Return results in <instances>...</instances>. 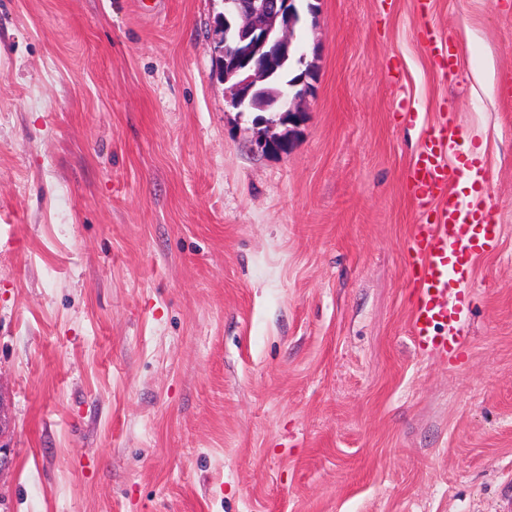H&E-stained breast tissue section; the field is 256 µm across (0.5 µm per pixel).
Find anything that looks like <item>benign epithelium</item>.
Wrapping results in <instances>:
<instances>
[{
  "label": "benign epithelium",
  "mask_w": 512,
  "mask_h": 512,
  "mask_svg": "<svg viewBox=\"0 0 512 512\" xmlns=\"http://www.w3.org/2000/svg\"><path fill=\"white\" fill-rule=\"evenodd\" d=\"M231 10L224 22L211 29L214 49L224 56V66L237 81L228 89V103L238 112H284L288 122L298 121L302 101L311 92L307 75L284 86L275 97L259 95L256 88L266 81L275 63L306 51L295 41L302 15L293 0H226Z\"/></svg>",
  "instance_id": "1"
}]
</instances>
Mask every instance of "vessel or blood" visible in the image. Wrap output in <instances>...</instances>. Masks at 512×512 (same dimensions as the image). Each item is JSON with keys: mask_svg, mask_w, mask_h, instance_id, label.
Segmentation results:
<instances>
[{"mask_svg": "<svg viewBox=\"0 0 512 512\" xmlns=\"http://www.w3.org/2000/svg\"><path fill=\"white\" fill-rule=\"evenodd\" d=\"M454 150L452 138H429L407 175L416 206L435 214L434 223L416 225L412 235L419 273L409 332L419 349L441 357L463 337L471 263L492 250L500 230L462 193L449 189L446 156Z\"/></svg>", "mask_w": 512, "mask_h": 512, "instance_id": "b4317fda", "label": "vessel or blood"}]
</instances>
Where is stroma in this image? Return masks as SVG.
I'll return each instance as SVG.
<instances>
[{
    "mask_svg": "<svg viewBox=\"0 0 512 512\" xmlns=\"http://www.w3.org/2000/svg\"><path fill=\"white\" fill-rule=\"evenodd\" d=\"M312 2L292 128L229 106L222 0H0V512H512V0ZM447 118L501 232L442 359L405 173Z\"/></svg>",
    "mask_w": 512,
    "mask_h": 512,
    "instance_id": "35a3bbf8",
    "label": "stroma"
}]
</instances>
